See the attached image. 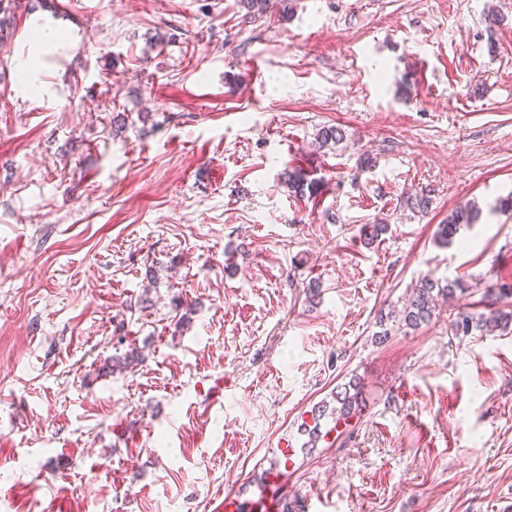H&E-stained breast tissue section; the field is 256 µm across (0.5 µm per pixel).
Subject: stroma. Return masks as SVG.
I'll return each mask as SVG.
<instances>
[{
    "instance_id": "1",
    "label": "stroma",
    "mask_w": 512,
    "mask_h": 512,
    "mask_svg": "<svg viewBox=\"0 0 512 512\" xmlns=\"http://www.w3.org/2000/svg\"><path fill=\"white\" fill-rule=\"evenodd\" d=\"M511 193L512 0H0V512H512ZM474 210L475 204L469 203L463 207H460L453 214H451L445 224H439V228L436 234L438 240L443 244L452 243L455 236L458 234L461 225L471 224ZM414 288L412 299L404 309V321L412 327L431 318L438 296H442L448 302H459L465 299L469 292V288L459 279L448 280L442 285L438 280L423 277ZM459 319L461 321V328L466 329V332H468L470 327H473V324L477 330H482L484 327L485 329L494 327L499 320H503V317L500 312L493 310H490L487 314L481 313L477 316L459 311ZM359 383L349 382L344 384L343 389L337 390L332 394L334 405L330 407L327 401H322L311 410V418L315 423L313 433L319 435V421L325 417H331L334 425L328 431H336V438L346 433L352 427L351 421L360 413L363 402ZM353 390V393H351ZM282 509L283 506L280 499L273 495L272 492L270 494H263L259 496L249 507H247L239 497L227 494L224 497V505L222 506V510L225 512H243L252 510H257L259 512H282Z\"/></svg>"
}]
</instances>
